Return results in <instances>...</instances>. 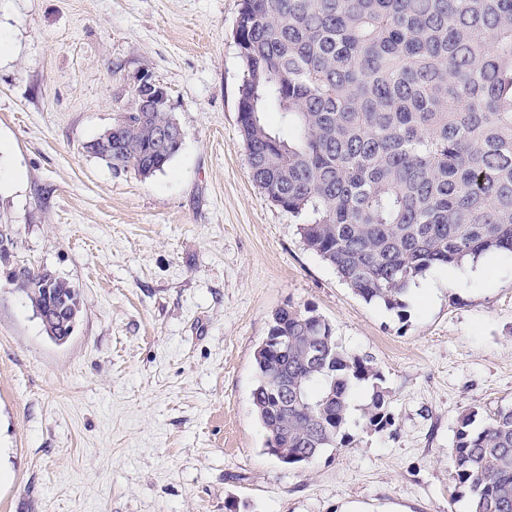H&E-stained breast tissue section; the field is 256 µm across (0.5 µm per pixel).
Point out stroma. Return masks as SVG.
<instances>
[{
	"label": "stroma",
	"mask_w": 512,
	"mask_h": 512,
	"mask_svg": "<svg viewBox=\"0 0 512 512\" xmlns=\"http://www.w3.org/2000/svg\"><path fill=\"white\" fill-rule=\"evenodd\" d=\"M241 0H0V512H468L459 417L512 406V257L484 284L429 269L403 311L366 302L307 250L306 215L253 182L238 121ZM149 72L183 144L145 178L85 150ZM84 305L54 342L7 268ZM308 306L373 357L395 424L290 468L266 454L253 354Z\"/></svg>",
	"instance_id": "35a3bbf8"
}]
</instances>
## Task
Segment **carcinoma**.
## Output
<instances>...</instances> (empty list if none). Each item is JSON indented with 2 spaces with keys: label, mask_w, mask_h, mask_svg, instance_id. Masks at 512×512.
I'll return each instance as SVG.
<instances>
[{
  "label": "carcinoma",
  "mask_w": 512,
  "mask_h": 512,
  "mask_svg": "<svg viewBox=\"0 0 512 512\" xmlns=\"http://www.w3.org/2000/svg\"><path fill=\"white\" fill-rule=\"evenodd\" d=\"M246 75L239 124L254 183L275 205L310 214L305 247L367 302L389 309L434 266L512 255V0H242ZM135 111L85 145L116 171L148 178L182 141L169 101L133 90ZM292 129L284 137L266 114ZM39 318L68 333L77 288L52 272H8ZM254 356V412L284 465L350 444L352 389L372 383L366 429L394 425L373 358L347 350L326 318L287 304ZM318 356L311 359L305 348ZM288 381L284 395L279 383ZM298 387L299 396L291 388ZM463 414L450 455L470 512H512V407L476 427Z\"/></svg>",
  "instance_id": "cac0c4a2"
}]
</instances>
